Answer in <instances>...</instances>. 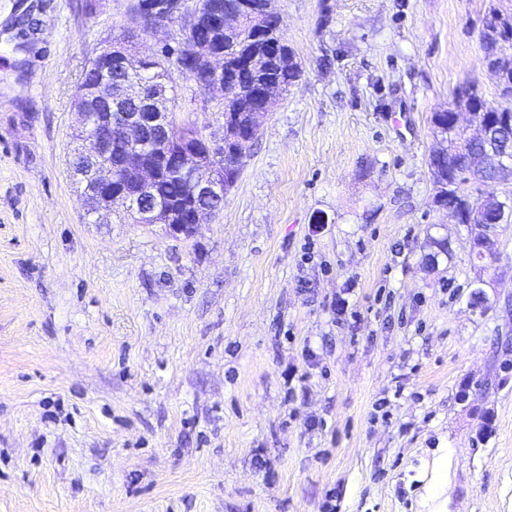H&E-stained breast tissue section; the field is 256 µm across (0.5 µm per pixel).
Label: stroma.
<instances>
[{"instance_id":"stroma-1","label":"stroma","mask_w":512,"mask_h":512,"mask_svg":"<svg viewBox=\"0 0 512 512\" xmlns=\"http://www.w3.org/2000/svg\"><path fill=\"white\" fill-rule=\"evenodd\" d=\"M135 2L0 0V512H427L443 454L440 512H512V224L476 261L428 166L458 83L499 104L512 0H277L303 74L189 242L86 223L71 174Z\"/></svg>"}]
</instances>
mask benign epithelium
Returning <instances> with one entry per match:
<instances>
[{"label":"benign epithelium","mask_w":512,"mask_h":512,"mask_svg":"<svg viewBox=\"0 0 512 512\" xmlns=\"http://www.w3.org/2000/svg\"><path fill=\"white\" fill-rule=\"evenodd\" d=\"M141 10L155 23L146 29L155 33L170 24L181 23L184 47L176 50L174 60L162 61L160 65L175 66L183 72L191 70L199 74L198 86L204 94L226 98L237 83L238 66H224V51L212 50L191 38L190 29L197 21L209 24L216 32L239 33L241 20L247 14L255 15L257 10L249 0H236L233 7L216 9L202 17L188 8L186 0H145ZM264 27L253 28L252 39L258 40L254 57L262 62L277 63L288 54L285 41L266 42L260 39ZM102 54L118 63L127 65L140 60L122 45H111ZM101 87L120 104L129 97H137L143 112L123 114V122L112 134V113L93 112L87 96L75 98V112L78 115L80 146L75 149L77 173L74 176L81 188L84 217L93 224L112 223L116 203H121L127 219L132 224H160L166 231L186 240L192 239L197 227L218 213L213 203L224 199L233 187V178L247 157L252 142L259 137L263 125L275 104L280 84L269 76L261 85L262 106L255 112L224 113V134L219 139H206V150L200 151L184 139L172 133L171 113L153 112L154 100L142 96V81L113 84L108 70H103ZM125 169L132 177V188L121 187L112 194L103 188L112 184L114 174ZM164 175H173L187 182L192 209L191 223L178 222V212L170 204L151 200L155 183ZM496 207L484 199L470 203L466 213L447 206L448 213L458 223L479 219L489 209ZM473 249L485 257L493 258L498 252L494 236L472 239Z\"/></svg>","instance_id":"1"}]
</instances>
